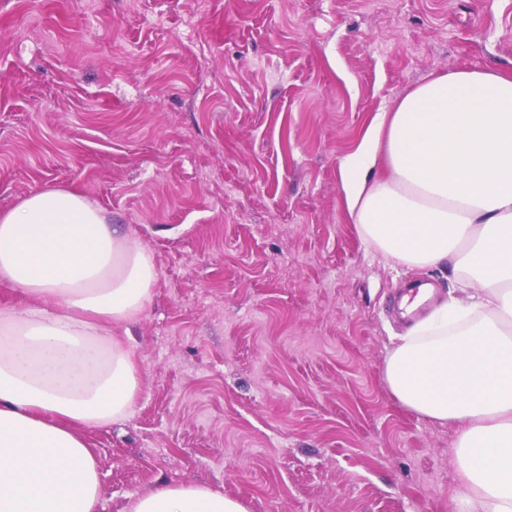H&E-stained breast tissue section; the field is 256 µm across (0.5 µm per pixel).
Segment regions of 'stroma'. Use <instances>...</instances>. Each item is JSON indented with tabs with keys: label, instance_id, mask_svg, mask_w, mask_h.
<instances>
[{
	"label": "stroma",
	"instance_id": "obj_1",
	"mask_svg": "<svg viewBox=\"0 0 512 512\" xmlns=\"http://www.w3.org/2000/svg\"><path fill=\"white\" fill-rule=\"evenodd\" d=\"M462 68L512 78V0H0V210L81 191L149 251L98 512L197 483L248 512H460L456 428L384 376L450 269L361 237L339 164Z\"/></svg>",
	"mask_w": 512,
	"mask_h": 512
}]
</instances>
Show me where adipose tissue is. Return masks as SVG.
Segmentation results:
<instances>
[{
    "label": "adipose tissue",
    "mask_w": 512,
    "mask_h": 512,
    "mask_svg": "<svg viewBox=\"0 0 512 512\" xmlns=\"http://www.w3.org/2000/svg\"><path fill=\"white\" fill-rule=\"evenodd\" d=\"M359 233L395 263L450 262L468 315L443 309L385 365L415 414L456 425L466 512H512V79L438 75L375 114L340 162ZM151 254L78 192L49 187L0 211V512H97L95 459L76 432L129 415L140 389L135 322ZM131 512H246L205 485L160 484Z\"/></svg>",
    "instance_id": "obj_1"
}]
</instances>
